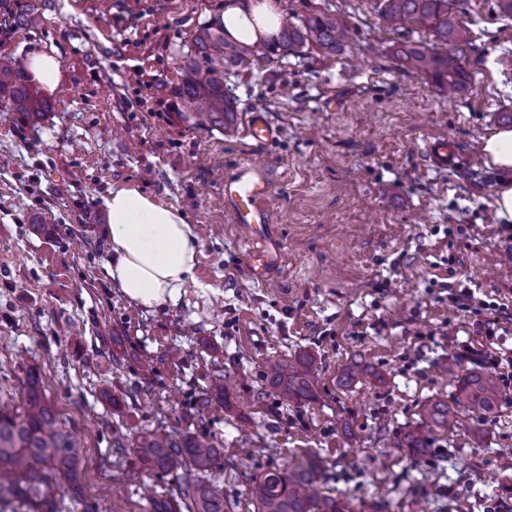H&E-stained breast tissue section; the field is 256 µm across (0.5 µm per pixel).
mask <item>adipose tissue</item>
<instances>
[{"mask_svg": "<svg viewBox=\"0 0 512 512\" xmlns=\"http://www.w3.org/2000/svg\"><path fill=\"white\" fill-rule=\"evenodd\" d=\"M281 18L271 0H253L244 8L226 6L220 21L230 37L253 42L274 33ZM105 205L113 286L147 308L175 299L194 278L198 252V237L182 210L131 184L114 185Z\"/></svg>", "mask_w": 512, "mask_h": 512, "instance_id": "obj_1", "label": "adipose tissue"}]
</instances>
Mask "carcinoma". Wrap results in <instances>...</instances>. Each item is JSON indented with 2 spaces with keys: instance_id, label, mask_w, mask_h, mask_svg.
<instances>
[{
  "instance_id": "obj_1",
  "label": "carcinoma",
  "mask_w": 512,
  "mask_h": 512,
  "mask_svg": "<svg viewBox=\"0 0 512 512\" xmlns=\"http://www.w3.org/2000/svg\"><path fill=\"white\" fill-rule=\"evenodd\" d=\"M459 0H376L374 9L387 28L396 31L416 24L431 31L442 48L403 43L395 51L402 70L417 74L453 96L468 87L463 65L467 29L457 18ZM0 15L12 26L33 24L35 15L26 0H0ZM348 27L332 14L289 15L270 38L246 43L227 37L221 24H207L192 35L181 57L182 79L175 90L181 112L196 126H230L237 106L224 86L232 74L252 69L257 62L284 58L305 47L326 55L341 52ZM0 105L23 122H36L50 103L31 83L23 65L0 59ZM448 375L457 377L452 403L431 401L422 410V427L454 433L468 418L494 414L500 402L497 378L474 369L458 374L448 359ZM268 377L286 403L314 396L315 367L311 357H281L269 364ZM402 447L412 456L427 452L426 436L409 432ZM82 442L76 432L61 426L36 371L21 388L19 404L0 403V512H62L61 480L76 483ZM133 455L144 469L174 475V483L148 498V512H226L224 489L209 480L222 449L201 435L174 438L147 431L135 440ZM324 465L311 455L255 480L251 488L254 512H355L353 499L332 494L321 484Z\"/></svg>"
}]
</instances>
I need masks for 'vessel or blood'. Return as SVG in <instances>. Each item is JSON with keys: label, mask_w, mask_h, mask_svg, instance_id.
Here are the masks:
<instances>
[{"label": "vessel or blood", "mask_w": 512, "mask_h": 512, "mask_svg": "<svg viewBox=\"0 0 512 512\" xmlns=\"http://www.w3.org/2000/svg\"><path fill=\"white\" fill-rule=\"evenodd\" d=\"M246 133L260 145L268 144L277 135L276 129L261 111L249 113ZM424 154L435 167H446L457 161L454 145L445 138L427 143ZM270 194L269 180L251 164L241 165L224 181V204L233 223L249 225L254 234V242L245 254L244 265L250 276L257 280L268 276L272 262L267 245L271 213L266 200Z\"/></svg>", "instance_id": "1"}]
</instances>
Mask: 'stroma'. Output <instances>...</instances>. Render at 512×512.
I'll use <instances>...</instances> for the list:
<instances>
[{
	"label": "stroma",
	"mask_w": 512,
	"mask_h": 512,
	"mask_svg": "<svg viewBox=\"0 0 512 512\" xmlns=\"http://www.w3.org/2000/svg\"><path fill=\"white\" fill-rule=\"evenodd\" d=\"M272 2L333 13L350 42L232 76L229 129L192 126L173 93L194 31L228 0H28L39 25L0 27V58L51 48L60 62L40 123L0 108V403L38 373L82 440L78 483L99 512H146L148 490L170 484L118 461L154 429L223 448L211 479L226 512H248L253 479L308 452L326 460V487L381 512H512V384L493 416L429 433L424 456L401 446L425 403L452 400L438 366L479 344L478 323L512 344L511 320L450 299L469 287L512 309V228L493 210L512 173L481 154L512 127V18L466 0L470 85L450 100L394 56L428 30L391 31L370 0ZM256 109L277 130L263 146L243 130ZM438 137L459 151L445 170L423 152ZM256 157L278 247L265 281L243 266L250 228L224 208L225 176ZM119 182L199 228L176 300L145 308L112 286L103 199ZM302 353L315 397L283 403L268 364Z\"/></svg>",
	"instance_id": "stroma-1"
}]
</instances>
